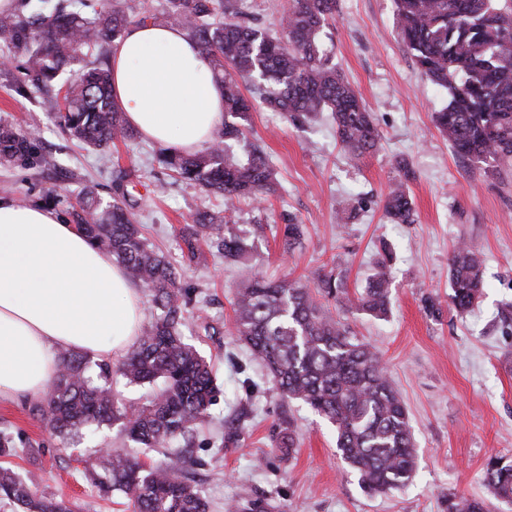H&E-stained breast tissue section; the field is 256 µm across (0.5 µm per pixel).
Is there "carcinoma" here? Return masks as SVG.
<instances>
[{"label": "carcinoma", "mask_w": 512, "mask_h": 512, "mask_svg": "<svg viewBox=\"0 0 512 512\" xmlns=\"http://www.w3.org/2000/svg\"><path fill=\"white\" fill-rule=\"evenodd\" d=\"M240 3L165 0L159 11L136 13L127 0H104L87 16L83 0H17L0 12V43L25 58L30 86L45 92L64 69L95 51V60L67 84L55 117L70 138L107 148L134 137L112 100L106 59L111 47L135 24L182 28L224 87V124L204 151L177 154L162 148L158 162L176 180L220 196L226 205L247 200L259 210L275 191L273 170L258 145L244 160L233 152V145L246 139L241 120L254 100L294 125L330 113L336 140L355 158L377 149L379 133L322 41L336 0H290L281 31L274 34L241 20ZM395 5L399 40L419 71L448 95L433 113L435 127L458 157L481 164L486 176L512 174V0H395ZM241 80L250 83L252 98L241 92ZM2 161L38 169L56 165L43 151L39 131L8 126H0ZM125 178L121 171L113 179L112 204L105 207L96 187H84L69 215L142 289L148 318L116 365L61 353L59 372L33 412L64 445L79 443L93 426L118 423L135 447L167 448L196 431L215 395L210 363L182 333L190 291L179 269L143 236L125 202ZM383 211L394 224L414 223L404 181L385 196ZM182 241L190 261L202 257L203 243L231 261L248 251L247 239L225 222L222 211L197 215L183 228ZM390 260V252L383 251L365 288L352 297L331 272L310 286L269 281L246 265L234 323L235 335L263 363L281 396L304 403L334 427L337 453L371 494L401 489L415 472L408 412L375 348L351 339L342 323L327 318L320 299L386 316ZM482 263L481 253L467 243L448 257V304L459 313L471 311L486 288ZM115 375L149 386V397L120 398L112 389ZM186 463L181 455L166 466H148L129 452L97 449L84 477L103 496L121 494L129 512H208V501L186 475ZM485 475L491 497L512 503V456L489 457ZM0 502L15 512H77V505L32 487L3 466ZM443 503L446 512H489L484 500L473 497L449 494Z\"/></svg>", "instance_id": "cac0c4a2"}]
</instances>
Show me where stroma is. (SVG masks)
<instances>
[{"mask_svg":"<svg viewBox=\"0 0 512 512\" xmlns=\"http://www.w3.org/2000/svg\"><path fill=\"white\" fill-rule=\"evenodd\" d=\"M394 0H336L335 19L323 41L331 60L355 86L372 112L380 142L373 154L355 159L336 140L329 119L297 127L264 105L250 112L248 143L262 147L276 174L277 190L253 210L238 203L231 225L252 244L249 263L272 280L315 281L331 272L349 292L364 288L381 248L392 253L390 312L378 319L336 301L326 314L355 339L380 352L408 408L418 451L411 483L369 495L336 451L332 426L305 405L283 402L265 369L234 331L240 264L209 251L191 262L182 251L181 230L196 213L222 203L199 189L164 179L157 144L134 137L96 150L70 140L56 125L46 95L18 94V68L0 70V124L39 129L56 169L41 172L0 165V202L41 204L48 190L66 215L68 201L86 183L109 198L117 168L130 173L128 192L148 242L183 273L193 289L183 329L213 366L218 393L208 419L181 442L193 464L187 475L202 490L209 512L248 498L272 512H444L442 496L455 492L487 497L485 463L512 455V177L489 178L452 152L433 114L447 100L416 67L394 31ZM405 161L415 221L393 224L382 200L403 178ZM362 199L347 224L336 221L346 199ZM302 224L300 244L285 249L281 228L288 218ZM264 223L263 236L252 228ZM484 255L487 287L475 310L458 315L448 306V256L459 241ZM29 401H0V429L18 452L5 463L31 486L85 505V512H122L102 498L81 472L88 450L125 448L119 426L101 429L77 446L51 437ZM292 435L291 458L278 448Z\"/></svg>","mask_w":512,"mask_h":512,"instance_id":"stroma-1","label":"stroma"}]
</instances>
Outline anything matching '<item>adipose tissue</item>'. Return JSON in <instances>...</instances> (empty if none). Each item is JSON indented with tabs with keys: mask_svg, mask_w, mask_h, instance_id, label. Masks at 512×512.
Returning a JSON list of instances; mask_svg holds the SVG:
<instances>
[{
	"mask_svg": "<svg viewBox=\"0 0 512 512\" xmlns=\"http://www.w3.org/2000/svg\"><path fill=\"white\" fill-rule=\"evenodd\" d=\"M112 98L143 138L176 153L206 147L224 121L221 84L176 26L126 31L112 51ZM143 320L141 288L77 225L0 202V399L40 400L61 350L122 358Z\"/></svg>",
	"mask_w": 512,
	"mask_h": 512,
	"instance_id": "1",
	"label": "adipose tissue"
}]
</instances>
